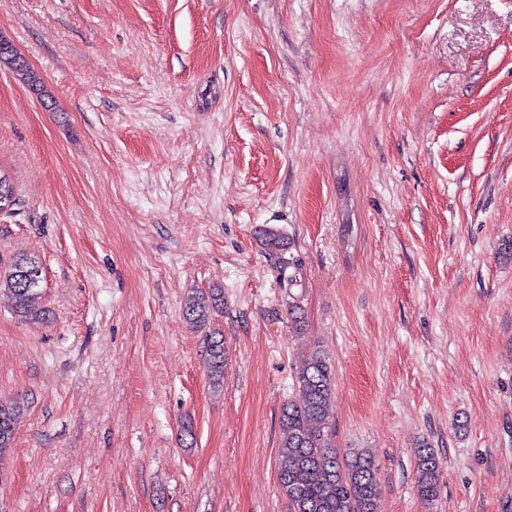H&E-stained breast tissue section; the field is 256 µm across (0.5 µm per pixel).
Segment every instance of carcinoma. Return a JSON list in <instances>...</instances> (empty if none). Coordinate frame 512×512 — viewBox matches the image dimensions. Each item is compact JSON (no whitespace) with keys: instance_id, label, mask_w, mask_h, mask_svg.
<instances>
[{"instance_id":"carcinoma-1","label":"carcinoma","mask_w":512,"mask_h":512,"mask_svg":"<svg viewBox=\"0 0 512 512\" xmlns=\"http://www.w3.org/2000/svg\"><path fill=\"white\" fill-rule=\"evenodd\" d=\"M10 68L41 101L56 108L55 98L32 67L20 68L8 56L0 65ZM265 249L278 258L281 271L289 268L288 284L297 281L299 267L285 257L287 238L274 228L259 230ZM41 264L34 257L18 258L9 274L0 277V289L9 292L14 311L21 318H37L42 278L36 277ZM224 307V291L212 288L189 295L183 307L187 323L195 330L209 326L213 314ZM209 383L218 390L224 381V337L209 334L206 346ZM334 395V376L325 353L319 349L301 362L296 376L295 396L283 405L280 414L281 438L277 457L279 485L288 503V512H378L381 495L378 466L366 452L345 455L329 444L328 407ZM23 408L0 400V455L11 447ZM442 466L433 448L423 442L416 451L417 495L426 502L438 497Z\"/></svg>"}]
</instances>
